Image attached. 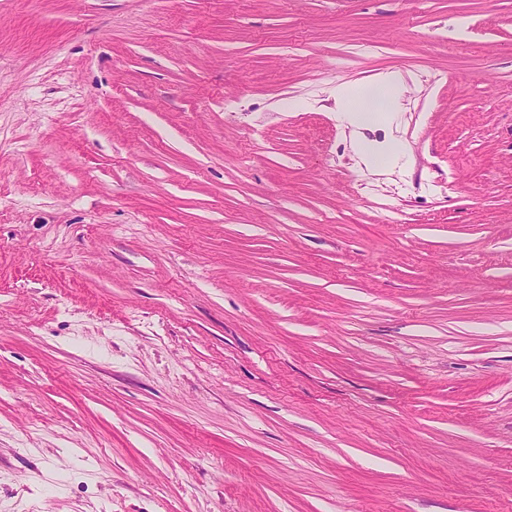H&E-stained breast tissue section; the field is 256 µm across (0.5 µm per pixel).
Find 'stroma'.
<instances>
[{"label":"stroma","instance_id":"obj_1","mask_svg":"<svg viewBox=\"0 0 512 512\" xmlns=\"http://www.w3.org/2000/svg\"><path fill=\"white\" fill-rule=\"evenodd\" d=\"M0 512H512V0H0ZM395 84L390 77L377 82L361 98L351 96L345 89L336 90V107L339 119L348 125L360 127L377 118L390 103Z\"/></svg>","mask_w":512,"mask_h":512}]
</instances>
